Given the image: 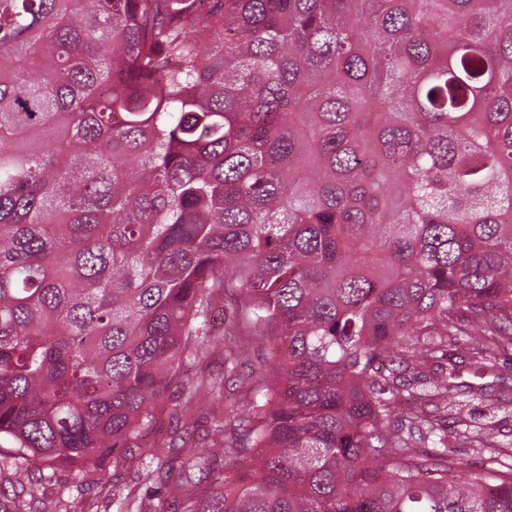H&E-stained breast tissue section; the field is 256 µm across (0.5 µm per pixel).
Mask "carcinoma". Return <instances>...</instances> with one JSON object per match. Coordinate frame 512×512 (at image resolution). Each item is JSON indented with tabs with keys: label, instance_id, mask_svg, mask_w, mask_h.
Instances as JSON below:
<instances>
[{
	"label": "carcinoma",
	"instance_id": "carcinoma-1",
	"mask_svg": "<svg viewBox=\"0 0 512 512\" xmlns=\"http://www.w3.org/2000/svg\"><path fill=\"white\" fill-rule=\"evenodd\" d=\"M226 302L270 360L228 406L185 371L235 369ZM509 346L512 0H0V464L30 501L110 454L145 472L119 512H512V452L482 435L504 470L470 473L422 409L493 403ZM202 394L203 442L147 445Z\"/></svg>",
	"mask_w": 512,
	"mask_h": 512
}]
</instances>
